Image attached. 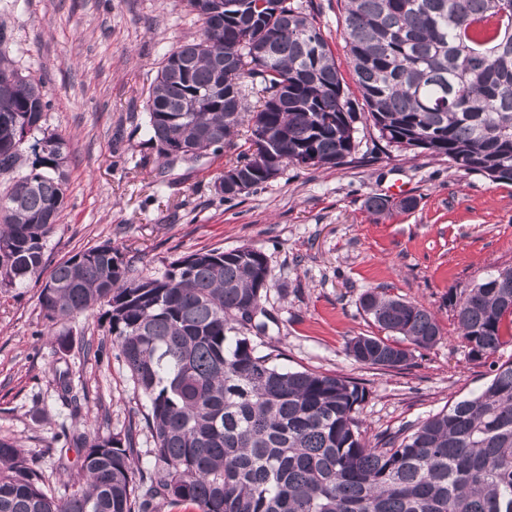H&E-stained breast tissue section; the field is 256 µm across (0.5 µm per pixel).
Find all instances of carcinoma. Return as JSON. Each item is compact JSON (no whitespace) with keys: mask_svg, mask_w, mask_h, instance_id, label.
I'll use <instances>...</instances> for the list:
<instances>
[{"mask_svg":"<svg viewBox=\"0 0 512 512\" xmlns=\"http://www.w3.org/2000/svg\"><path fill=\"white\" fill-rule=\"evenodd\" d=\"M186 0L197 34L160 63L145 99L154 148L185 145L164 168L234 147L233 200L269 182L266 160L340 167L370 124L388 147L444 158L512 183V0H344L343 36L356 90L344 80L314 11L296 0ZM269 45L265 56L253 49ZM41 82L0 49V287L47 275L38 297L51 322L108 306L112 344L145 399L155 448L139 465L132 430L72 434L85 449L69 495L46 489L28 452L0 438V512H512V361L424 420L363 436L368 391L342 375L291 370L252 336L273 316L271 275L255 247L180 257L139 272L112 243L48 267L46 241L66 204L67 140L44 128ZM474 360L512 332V267L450 294ZM363 311L393 341L356 336L361 364L402 369L441 339L427 307L377 288Z\"/></svg>","mask_w":512,"mask_h":512,"instance_id":"carcinoma-1","label":"carcinoma"}]
</instances>
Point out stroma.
I'll use <instances>...</instances> for the list:
<instances>
[{
	"mask_svg": "<svg viewBox=\"0 0 512 512\" xmlns=\"http://www.w3.org/2000/svg\"><path fill=\"white\" fill-rule=\"evenodd\" d=\"M342 73L350 67L336 0H312ZM184 0H0V47L40 79L51 102L46 126L71 140L67 204L46 242L51 262L111 242L152 272L185 255L241 246L262 249L271 272L266 308L276 323L257 338L277 346L282 365L358 379L368 391L366 438L436 414L489 379L458 336L448 294L512 266V184L494 183L447 160L389 150L361 132L352 163L291 167L270 184L226 202L214 179L224 158L162 169L141 125L146 92L164 53L191 39ZM397 210L380 218L369 198ZM416 201L399 210L401 199ZM371 288L423 304L441 338L401 370L355 362V336L379 329L360 306ZM41 285L0 288V437L27 450L55 496L70 491L84 451L75 429L99 436L139 429L140 462L154 446L145 400L112 349L100 311L48 324ZM67 377L77 404L66 401Z\"/></svg>",
	"mask_w": 512,
	"mask_h": 512,
	"instance_id": "obj_1",
	"label": "stroma"
}]
</instances>
